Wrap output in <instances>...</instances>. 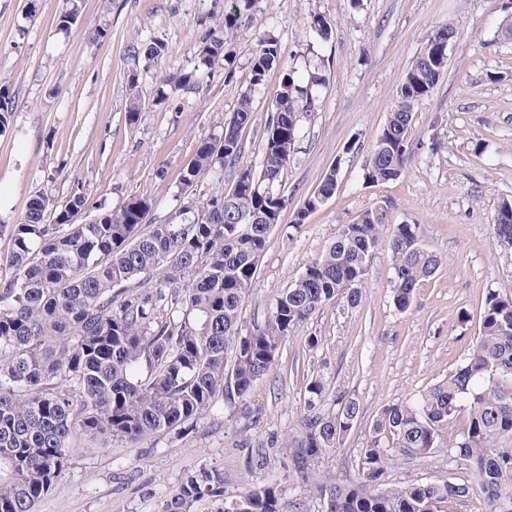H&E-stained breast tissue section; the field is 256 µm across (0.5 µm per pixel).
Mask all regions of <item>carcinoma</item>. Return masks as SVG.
Returning <instances> with one entry per match:
<instances>
[{"label": "carcinoma", "mask_w": 512, "mask_h": 512, "mask_svg": "<svg viewBox=\"0 0 512 512\" xmlns=\"http://www.w3.org/2000/svg\"><path fill=\"white\" fill-rule=\"evenodd\" d=\"M411 61L395 108L371 149L366 179L386 183L406 169L414 108L447 69L448 47L438 34ZM224 59L212 37L198 53L200 68ZM282 65L277 41L264 38L251 67L252 84ZM320 77L298 81L289 72L279 104L265 125L267 163L239 166L243 140L255 122L250 93L224 120L222 135L202 141L184 169L182 191L205 173L232 169L195 210L181 207L165 222L149 219L153 203L131 198L116 210L80 221L87 199L66 204L34 195L23 219L1 224L0 238V512H36L67 470L70 448L82 436L133 444L164 431L189 432L199 416L247 408L275 365L282 343L323 305L356 306L374 253L391 254L394 306L405 311L417 283L434 275L438 256L424 248L414 224H386L365 211L344 224L324 253L277 294L264 320L242 331L241 305L272 227L288 198L284 171L299 135V118L313 112ZM54 222L45 223L49 210ZM495 245L512 253V200L493 217ZM308 397L287 447L293 473L308 476L339 445L359 403L336 396L338 422L320 412L326 387L310 381ZM466 426L445 438L448 421ZM448 449L459 477L383 487L388 456L412 460ZM322 512H448V503L477 493L486 512H512V299L490 293L481 328L463 363L414 403H387L361 449L358 478L316 486ZM224 496L218 472L188 475L166 512H189L198 499ZM246 512H280L277 484L243 492Z\"/></svg>", "instance_id": "cac0c4a2"}]
</instances>
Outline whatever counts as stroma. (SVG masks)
<instances>
[{
	"label": "stroma",
	"mask_w": 512,
	"mask_h": 512,
	"mask_svg": "<svg viewBox=\"0 0 512 512\" xmlns=\"http://www.w3.org/2000/svg\"><path fill=\"white\" fill-rule=\"evenodd\" d=\"M71 5L0 0V86L9 88L13 107L0 132V224L18 223L35 194L61 206L76 192L88 199L86 217L144 197L153 202L151 220L163 222L198 144L221 133L240 95L251 92L254 101L243 161L255 164L285 67L304 79L315 66L324 78L318 106L301 116L281 187L288 205L244 299L243 328L262 321L273 297L367 210L416 225L440 267L401 312L392 303L390 256L377 251L361 303L330 301L292 333L247 415L208 413L189 433L161 432L134 445L81 438L37 510L164 512L187 474L212 469L223 473L225 494L274 481L281 512H321L315 484L356 479L380 407L415 400L445 380L479 333L486 295L512 299V254L495 250L492 224L500 202L512 199V38L502 33L512 0H81L75 21L62 24ZM235 6L244 19L225 26ZM317 15L330 22L328 36L313 28ZM444 23L457 40L444 75L415 112L408 169L394 181L368 182L371 146L406 69ZM212 36L223 38L226 61L162 91L161 77L192 71ZM267 36L285 66L254 87L252 59ZM136 41L162 45L154 66L132 52ZM134 103L140 116L132 125L126 113ZM332 167L335 194L295 224L303 200ZM315 377L326 385L323 412H335L341 393L359 403L362 418L302 480L291 471L286 441ZM456 475L438 448L390 460L385 483Z\"/></svg>",
	"instance_id": "1"
}]
</instances>
